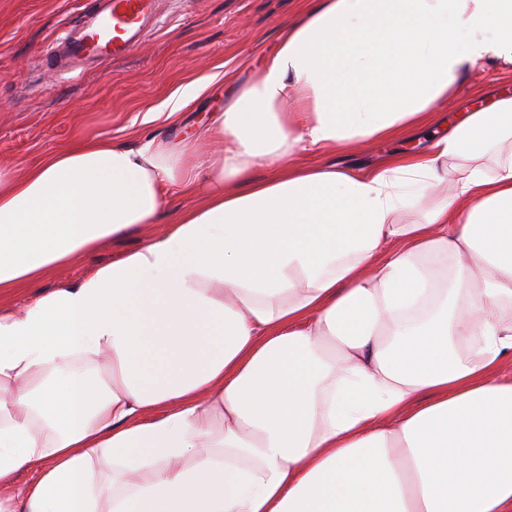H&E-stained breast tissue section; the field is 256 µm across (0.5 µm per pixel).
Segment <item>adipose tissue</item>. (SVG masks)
I'll use <instances>...</instances> for the list:
<instances>
[{"instance_id":"1","label":"adipose tissue","mask_w":512,"mask_h":512,"mask_svg":"<svg viewBox=\"0 0 512 512\" xmlns=\"http://www.w3.org/2000/svg\"><path fill=\"white\" fill-rule=\"evenodd\" d=\"M496 60L512 0H307L205 160L84 138L0 168V294L35 290L0 313V512H512V97L371 170L287 162L406 136ZM175 187L200 204L39 291ZM450 184L446 181L432 188L424 195L408 199L396 215L400 224H413L421 222L424 214L440 199L448 195ZM85 263L86 262L84 260L77 259L72 265L68 267L58 268L50 271L40 284L42 288L38 289L47 292L59 287L62 284H66L78 279L85 267Z\"/></svg>"}]
</instances>
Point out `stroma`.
Returning <instances> with one entry per match:
<instances>
[{
    "mask_svg": "<svg viewBox=\"0 0 512 512\" xmlns=\"http://www.w3.org/2000/svg\"><path fill=\"white\" fill-rule=\"evenodd\" d=\"M304 0H157L148 33L117 62L73 57L76 32L96 0H0V165L23 175L41 157L80 136L130 148L156 137L181 146L260 75ZM214 76L181 123L160 120L175 92ZM512 96V65L488 63L463 75L441 105L449 121L499 96ZM430 131L408 141H355L347 150L298 149L305 166L368 170L424 150Z\"/></svg>",
    "mask_w": 512,
    "mask_h": 512,
    "instance_id": "obj_1",
    "label": "stroma"
}]
</instances>
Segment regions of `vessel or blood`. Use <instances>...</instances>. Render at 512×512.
<instances>
[{
    "label": "vessel or blood",
    "instance_id": "b4317fda",
    "mask_svg": "<svg viewBox=\"0 0 512 512\" xmlns=\"http://www.w3.org/2000/svg\"><path fill=\"white\" fill-rule=\"evenodd\" d=\"M156 0H107L73 39L75 57L94 61L125 57L153 17Z\"/></svg>",
    "mask_w": 512,
    "mask_h": 512
}]
</instances>
